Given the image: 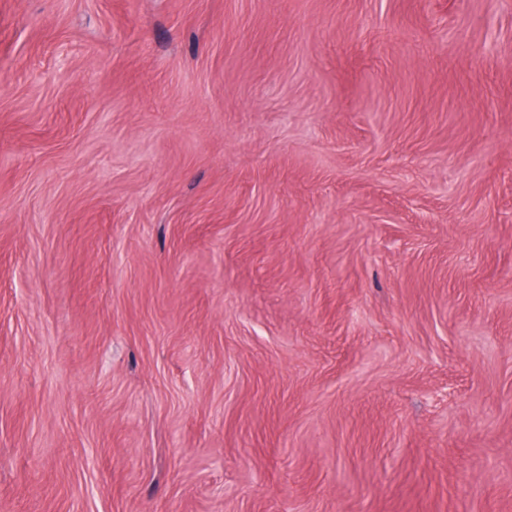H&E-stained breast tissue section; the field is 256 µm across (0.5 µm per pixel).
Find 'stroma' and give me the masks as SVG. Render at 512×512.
Instances as JSON below:
<instances>
[{
	"label": "stroma",
	"mask_w": 512,
	"mask_h": 512,
	"mask_svg": "<svg viewBox=\"0 0 512 512\" xmlns=\"http://www.w3.org/2000/svg\"><path fill=\"white\" fill-rule=\"evenodd\" d=\"M0 512H512V0H0Z\"/></svg>",
	"instance_id": "obj_1"
}]
</instances>
